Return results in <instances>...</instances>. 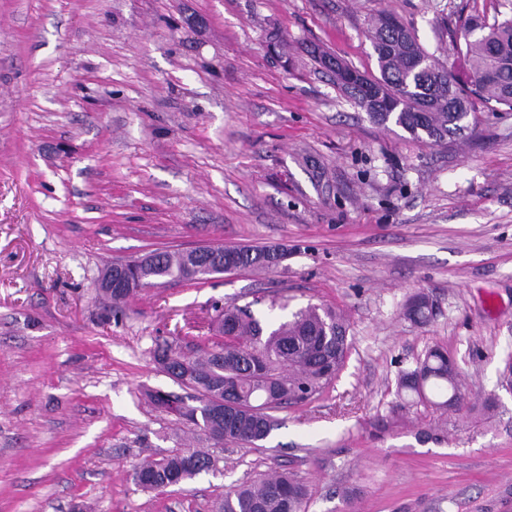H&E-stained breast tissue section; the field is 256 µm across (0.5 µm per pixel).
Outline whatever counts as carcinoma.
Wrapping results in <instances>:
<instances>
[{
    "instance_id": "cac0c4a2",
    "label": "carcinoma",
    "mask_w": 512,
    "mask_h": 512,
    "mask_svg": "<svg viewBox=\"0 0 512 512\" xmlns=\"http://www.w3.org/2000/svg\"><path fill=\"white\" fill-rule=\"evenodd\" d=\"M466 72L451 80L433 76V58L406 27L380 16L370 28L380 76H363L350 96L360 107L377 99L381 111L369 119L390 122L413 138L433 143L463 135L470 128L472 100L512 110V17L488 26L474 18L466 23ZM224 264L236 269L269 267L264 249L223 246ZM217 270L202 271L192 251H156L136 261L135 275L155 285L201 281ZM426 294L410 297L403 316L425 324L434 316ZM350 349L347 327L337 311L307 307L275 328H266L247 307L230 305L220 312L218 340L195 352L170 343L157 346L154 360L167 376L183 379L196 391L197 404L161 390L149 394L154 406L174 413L218 443L260 447L277 426L274 412L306 403L322 394L343 369ZM396 410L423 403L435 411L460 413L467 408L458 371L448 370V352L429 348L415 366L400 371ZM211 455L182 450L140 464L135 483L146 489L182 484L213 467ZM308 486L282 471L261 476L224 492L216 512H307Z\"/></svg>"
}]
</instances>
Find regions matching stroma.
<instances>
[{
	"label": "stroma",
	"mask_w": 512,
	"mask_h": 512,
	"mask_svg": "<svg viewBox=\"0 0 512 512\" xmlns=\"http://www.w3.org/2000/svg\"><path fill=\"white\" fill-rule=\"evenodd\" d=\"M382 12L459 73L465 22L512 0H0V512H212L277 470L308 485L307 512H512V110L474 102L473 134L443 144L373 123L312 51L378 75ZM204 244L288 257L141 290L118 318L96 300L107 264ZM417 293L423 325L402 314ZM230 304L329 307L351 338L338 379L257 449L145 396L185 394L155 345L210 344ZM434 346L470 414L394 416L400 370ZM186 448L215 467L135 484ZM434 304L426 294L419 293L410 297L403 308V316L416 324H425L434 316Z\"/></svg>",
	"instance_id": "1"
}]
</instances>
